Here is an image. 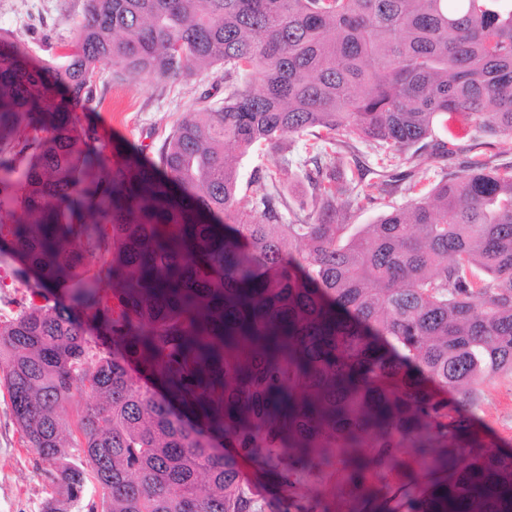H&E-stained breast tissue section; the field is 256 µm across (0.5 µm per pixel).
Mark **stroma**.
Here are the masks:
<instances>
[{"label":"stroma","mask_w":512,"mask_h":512,"mask_svg":"<svg viewBox=\"0 0 512 512\" xmlns=\"http://www.w3.org/2000/svg\"><path fill=\"white\" fill-rule=\"evenodd\" d=\"M85 5L86 0H0V29L15 32L33 58L58 57L67 52ZM96 83V99L79 113V122L97 125L107 142H121L149 163L156 161L157 150L176 120L197 107L202 93H209L213 106L224 99V73L216 69L178 81L142 82L123 79L106 65ZM308 144L307 138L289 137L276 151H259L243 158L241 204H248L265 187L264 182L252 178L257 170L277 175L288 199L308 197L311 188L298 166ZM476 154L491 166L512 167V153H499L494 138L475 131L463 136L451 158L436 160L425 153L408 161L396 159L395 164L428 191ZM286 158L291 161L287 167L282 164ZM480 415L501 438L503 447L512 449V382L498 381L486 388ZM51 486L49 466L22 447L10 402L0 395V512H41Z\"/></svg>","instance_id":"obj_1"}]
</instances>
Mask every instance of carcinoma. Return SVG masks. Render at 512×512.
I'll use <instances>...</instances> for the list:
<instances>
[{
    "label": "carcinoma",
    "instance_id": "carcinoma-1",
    "mask_svg": "<svg viewBox=\"0 0 512 512\" xmlns=\"http://www.w3.org/2000/svg\"><path fill=\"white\" fill-rule=\"evenodd\" d=\"M126 79L224 68L149 167L76 109ZM459 121L512 153V0H87L63 60L0 32V388L53 472L42 512H512V452L478 415L512 379V169L478 155L372 224L392 153L453 154ZM382 152L348 196L339 152L238 206V160L315 131ZM88 317L112 340L88 332ZM78 406L74 419L67 410ZM233 452L226 453L224 449ZM243 472L250 480V487L254 497L259 501L264 512L281 511V501L275 483L257 473V468L252 463H244Z\"/></svg>",
    "mask_w": 512,
    "mask_h": 512
}]
</instances>
